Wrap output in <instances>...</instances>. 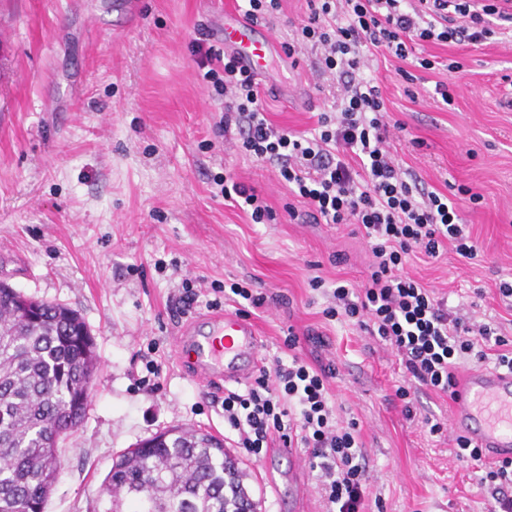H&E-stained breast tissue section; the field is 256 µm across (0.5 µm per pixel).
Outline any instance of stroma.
Masks as SVG:
<instances>
[{
    "label": "stroma",
    "mask_w": 512,
    "mask_h": 512,
    "mask_svg": "<svg viewBox=\"0 0 512 512\" xmlns=\"http://www.w3.org/2000/svg\"><path fill=\"white\" fill-rule=\"evenodd\" d=\"M0 0V281L27 296L76 310L94 340L98 370L81 425L61 440L57 481L45 512H104L102 483L127 449L155 433L201 429L221 439L247 474L259 512H322L315 474L291 458L252 461L237 449L215 388L181 363L182 326L208 315L216 289L249 280L278 296L248 318L262 359L287 356L288 332L310 363L333 360L330 401L340 422L356 420L371 480L366 512H489L483 467L460 461L450 430L429 434L420 418L447 419L449 396L413 401L406 419L394 389L405 368L388 347L346 319H325L327 299L310 288L363 287L371 254L353 224H318L291 196L274 164L239 154L224 134V98L204 77L197 42L223 47L224 8L236 0ZM434 69L387 51L365 58L381 91L399 166L449 197L466 185L481 204L459 200L477 245L414 259L408 273L446 298L450 310L496 321L512 336V309L498 295L512 281V36L481 45L416 47ZM462 65L448 72V61ZM445 83L452 97L436 92ZM262 102L277 128L310 135L334 111L336 82L319 75L314 51L269 58ZM254 187L275 219L252 223L225 201L224 177ZM205 302L183 311V286ZM317 333L321 343L306 341ZM162 368L143 385L147 360Z\"/></svg>",
    "instance_id": "35a3bbf8"
}]
</instances>
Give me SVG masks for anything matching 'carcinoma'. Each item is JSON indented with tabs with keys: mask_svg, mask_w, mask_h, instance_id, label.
<instances>
[{
	"mask_svg": "<svg viewBox=\"0 0 512 512\" xmlns=\"http://www.w3.org/2000/svg\"><path fill=\"white\" fill-rule=\"evenodd\" d=\"M97 363L75 311L0 288V512H44L58 438L82 423ZM245 477L213 435L169 430L114 463L104 512H256Z\"/></svg>",
	"mask_w": 512,
	"mask_h": 512,
	"instance_id": "1",
	"label": "carcinoma"
}]
</instances>
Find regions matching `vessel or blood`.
<instances>
[{
    "instance_id": "1",
    "label": "vessel or blood",
    "mask_w": 512,
    "mask_h": 512,
    "mask_svg": "<svg viewBox=\"0 0 512 512\" xmlns=\"http://www.w3.org/2000/svg\"><path fill=\"white\" fill-rule=\"evenodd\" d=\"M224 45L260 73L268 55L278 48L272 35H261L258 25L232 11L224 14ZM213 323L206 336L178 337V355L190 362L196 378L211 385L220 387L246 379L261 364L254 325L237 314L214 317ZM449 425L490 456L512 457V373L490 368L469 370L458 387Z\"/></svg>"
}]
</instances>
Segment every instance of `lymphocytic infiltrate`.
Segmentation results:
<instances>
[{
  "mask_svg": "<svg viewBox=\"0 0 512 512\" xmlns=\"http://www.w3.org/2000/svg\"><path fill=\"white\" fill-rule=\"evenodd\" d=\"M306 24L298 28L287 56L319 50L322 70L337 83L336 111L319 113L312 136H293L267 118L255 72L232 52L208 49L207 78L224 97V117L234 120L240 152L276 163L289 192L326 224H355L372 255L364 288L328 291L325 318L362 324L400 356L408 385L395 396L409 404L412 391L429 388L453 394L463 365H489L512 373V336L488 323L467 321L445 300L404 271L417 255L437 257L454 246L462 257L477 248L459 210L448 197L423 188L387 149L388 124L379 86L363 76L366 52L383 49L415 66L433 60L413 53L417 43L477 45L512 24V0H306ZM284 345L288 358L263 366L245 390H225L224 422L237 447L261 460L273 440L305 449L325 512H365L369 479L358 424H342L328 402L336 374L332 363L309 364Z\"/></svg>",
  "mask_w": 512,
  "mask_h": 512,
  "instance_id": "obj_1",
  "label": "lymphocytic infiltrate"
}]
</instances>
